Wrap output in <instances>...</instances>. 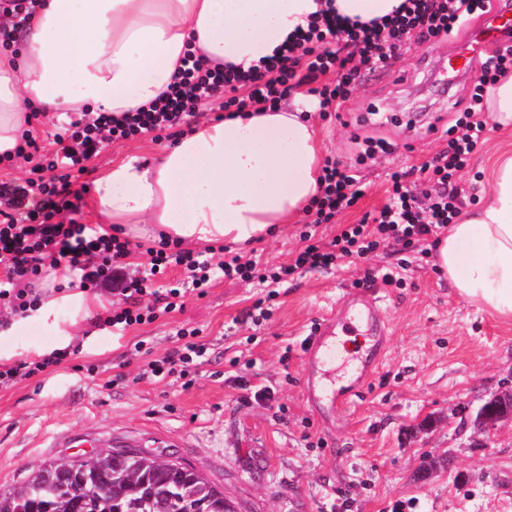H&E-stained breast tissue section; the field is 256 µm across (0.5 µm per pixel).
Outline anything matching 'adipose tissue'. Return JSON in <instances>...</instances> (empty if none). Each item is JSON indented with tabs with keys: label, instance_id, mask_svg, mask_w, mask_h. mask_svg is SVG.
I'll use <instances>...</instances> for the list:
<instances>
[{
	"label": "adipose tissue",
	"instance_id": "adipose-tissue-1",
	"mask_svg": "<svg viewBox=\"0 0 512 512\" xmlns=\"http://www.w3.org/2000/svg\"><path fill=\"white\" fill-rule=\"evenodd\" d=\"M402 0H36L19 54L0 52V158L14 156L29 105L53 115L130 112L169 85L187 51L258 64L320 11L366 22ZM294 95L275 110L203 122L159 158L127 153L94 181L99 223L127 237L246 246L300 221L319 190L322 146ZM438 268L467 302L512 320V153L496 157L482 204L436 245ZM27 312L69 341L101 298L54 269Z\"/></svg>",
	"mask_w": 512,
	"mask_h": 512
}]
</instances>
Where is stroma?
Instances as JSON below:
<instances>
[{
  "instance_id": "stroma-1",
  "label": "stroma",
  "mask_w": 512,
  "mask_h": 512,
  "mask_svg": "<svg viewBox=\"0 0 512 512\" xmlns=\"http://www.w3.org/2000/svg\"><path fill=\"white\" fill-rule=\"evenodd\" d=\"M452 41L412 43L385 70L358 82L343 109H313L324 156L360 176L364 196L316 234L378 214L391 171L447 150L453 124L477 81L434 79ZM390 154L359 160L365 139ZM512 151V130L491 128L457 178L466 209L483 200L495 157ZM304 224L248 249L261 263H288ZM369 268L398 271L401 286L375 281L385 301L388 348L380 371L354 401L326 417L304 390V341ZM255 281L220 279L180 310L123 334L85 321L70 356L38 375L0 385V490L44 462L134 444L201 472L239 512H512V424L485 440L473 423L491 394L512 389V321L465 302L416 244L389 241L364 258L309 270L269 298L262 325L246 322L267 296ZM206 347L188 380L142 374L146 359L174 348L178 328ZM150 348L134 356L135 343ZM59 346L41 325L0 338V364L36 360ZM129 382L111 386L114 374ZM273 400L258 399L261 390ZM448 461L427 472L429 456Z\"/></svg>"
}]
</instances>
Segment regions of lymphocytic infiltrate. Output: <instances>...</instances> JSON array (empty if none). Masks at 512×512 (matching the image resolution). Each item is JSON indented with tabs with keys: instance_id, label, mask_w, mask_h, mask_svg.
Here are the masks:
<instances>
[{
	"instance_id": "lymphocytic-infiltrate-1",
	"label": "lymphocytic infiltrate",
	"mask_w": 512,
	"mask_h": 512,
	"mask_svg": "<svg viewBox=\"0 0 512 512\" xmlns=\"http://www.w3.org/2000/svg\"><path fill=\"white\" fill-rule=\"evenodd\" d=\"M493 2L403 0L394 16L381 21L350 22L329 15L246 72L211 67L187 55L173 83L147 105L118 118L106 112L83 113L54 134L50 150H41L33 135L22 134L16 155L29 164L31 175L0 184V302L11 315L23 314L44 297L36 287L44 269L66 266L79 270L81 287L111 290L114 302L97 323L123 331L181 308L188 291H204L221 278L280 285L302 270L326 269L339 259L364 256L389 239L424 243L447 230L460 213L454 181L487 132L483 96L512 72V46L481 62L479 82L462 120L445 130L447 150L420 166V175L433 185L426 204H418L406 187V170L392 172L390 202L378 217L346 225L327 242L303 234L302 247L287 264L261 267L221 245L192 250L163 239L146 248V267L133 277L125 263L129 241L80 223L77 215L88 190L81 178L106 144L187 125L199 104L212 98L223 99L225 107L238 112L273 110L289 92L303 87L318 98L322 111H340L351 84L363 72L386 68L409 41L455 37L473 17L492 12ZM331 74L336 77L332 84L326 81ZM321 171L315 221L328 224L338 211L354 207L364 191L360 178L335 161L325 160ZM171 266L181 267L184 279L169 288H155V278ZM189 335V330H177L179 346L149 362L153 376L188 375L195 358L205 352Z\"/></svg>"
}]
</instances>
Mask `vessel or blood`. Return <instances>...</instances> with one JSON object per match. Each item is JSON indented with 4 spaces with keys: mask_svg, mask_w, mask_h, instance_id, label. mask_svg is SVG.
<instances>
[{
    "mask_svg": "<svg viewBox=\"0 0 512 512\" xmlns=\"http://www.w3.org/2000/svg\"><path fill=\"white\" fill-rule=\"evenodd\" d=\"M512 32V13L500 8L485 18L470 36L457 42L448 57V69L453 74L471 73L475 59L486 53L490 46L503 40ZM381 297L358 292L344 296L338 314L327 317L310 337L306 348V364L328 365L336 360V339L358 329H365L373 338L371 355L360 370L343 383L323 387L307 381L306 391L314 407L325 412L335 411L337 405L347 403L359 395L366 380L376 369L386 344V331L381 321Z\"/></svg>",
    "mask_w": 512,
    "mask_h": 512,
    "instance_id": "obj_1",
    "label": "vessel or blood"
}]
</instances>
